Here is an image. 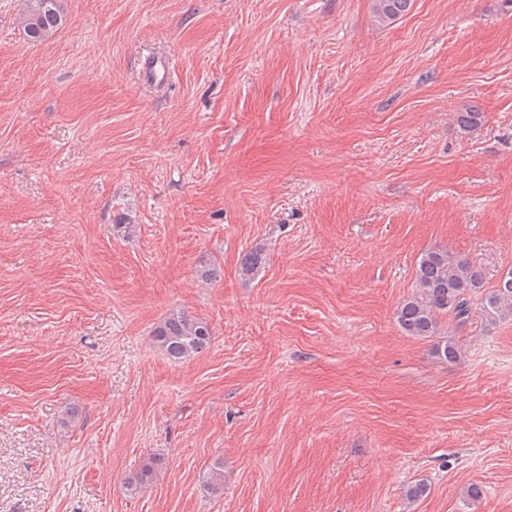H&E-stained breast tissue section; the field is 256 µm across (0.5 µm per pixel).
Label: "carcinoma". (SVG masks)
<instances>
[{
  "label": "carcinoma",
  "instance_id": "1",
  "mask_svg": "<svg viewBox=\"0 0 512 512\" xmlns=\"http://www.w3.org/2000/svg\"><path fill=\"white\" fill-rule=\"evenodd\" d=\"M27 9L22 17L23 30L33 43L46 40L64 23L60 0H26ZM412 0H372L376 21L389 25L406 15ZM261 253L251 251L240 261L239 272L245 278L255 275L262 265ZM418 289L403 299L396 310V319L409 336L432 338L436 336L438 318L450 317L456 328L466 324L472 314L474 295H481L480 311L488 321L512 317V271L498 284L483 290L481 273L469 262L452 258L441 250H428L421 254L416 267ZM212 340V328L207 321L173 310L154 329V346L167 358L179 361L205 351ZM435 354L449 362L459 359L460 351L451 341L434 345ZM153 461L127 478V488L136 492L155 476ZM205 485L214 494L224 492V469L213 467L204 476Z\"/></svg>",
  "mask_w": 512,
  "mask_h": 512
}]
</instances>
